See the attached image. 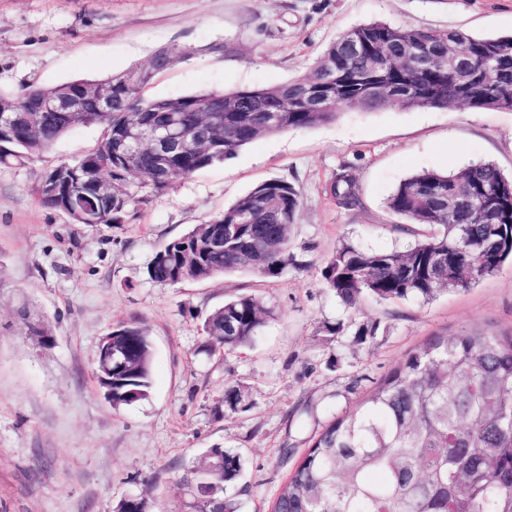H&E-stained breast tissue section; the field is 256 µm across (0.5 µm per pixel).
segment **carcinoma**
Returning a JSON list of instances; mask_svg holds the SVG:
<instances>
[{
  "instance_id": "1",
  "label": "carcinoma",
  "mask_w": 512,
  "mask_h": 512,
  "mask_svg": "<svg viewBox=\"0 0 512 512\" xmlns=\"http://www.w3.org/2000/svg\"><path fill=\"white\" fill-rule=\"evenodd\" d=\"M164 48L147 68L112 76V111L89 116L71 112H15L13 133L0 141V165H23L82 125L104 127L91 151L41 174L33 188L39 202L60 210L76 224V204L53 195L46 178L61 169L81 181L84 199L99 224H123L131 207L148 194L162 193L176 181L216 161L234 157L253 141L294 128L336 119L340 108L373 111L404 108L512 110V36L475 37L462 30L413 29L371 22L353 27L332 42L315 65L278 85L229 93H200L146 99L143 88L154 72L172 65ZM377 68V89L356 101L312 110L307 97L333 71L351 85ZM86 83L73 80L53 87L30 84L17 92L0 90V102L21 108L30 100L55 97ZM210 101L212 111L190 105ZM174 118L186 129L208 130L194 152L159 164L150 147L122 151L119 143L129 120ZM112 180V202L97 204L91 187ZM485 195L497 231L482 215L462 211L448 223V206L433 196H448L453 185ZM331 195L345 207L359 198L353 178L336 175ZM387 207L407 224L431 233L404 251H366L344 244L326 261L323 284L344 304L364 295L381 301L432 299L448 288L466 289L512 262V189L491 162L472 164L456 174L418 172L403 180ZM299 209L294 185L270 179L254 186L219 216L196 225L158 250L148 277L176 285L247 270L276 275L288 260L290 230ZM235 224L237 234L224 246H209L212 234ZM269 311L254 297L241 295L205 318L201 351L234 352L251 344ZM124 346L129 366L112 369V407L147 397L151 386L152 343L137 320L112 329ZM238 453L212 448L206 462L184 470L182 482L196 497L210 491L201 512H238L224 487L238 481ZM114 512H152L148 494L118 500ZM272 512H512V335L463 330L435 336L381 380L356 408L329 423L292 469Z\"/></svg>"
}]
</instances>
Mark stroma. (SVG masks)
<instances>
[{
  "mask_svg": "<svg viewBox=\"0 0 512 512\" xmlns=\"http://www.w3.org/2000/svg\"><path fill=\"white\" fill-rule=\"evenodd\" d=\"M373 21L510 36L512 0H0V90L104 79L149 66L174 44L185 57L156 73L145 97L282 84L344 31ZM103 134L81 126L33 161L0 166V512H113L131 491L147 492L154 512H184V470L215 447L242 459L226 491L239 512H271L323 428L410 351L465 329L512 334V263L427 302L366 296L353 309L321 278L341 244L402 250L422 234L386 206L413 173L490 161L512 178V111L345 110L254 141L150 195L123 224L71 223L32 187ZM344 170L360 199L349 209L327 193ZM274 178L300 196L279 274L149 279L160 247ZM236 295L255 296L271 318L250 346L200 353L205 317ZM24 308L42 317L52 346L31 336ZM133 317L152 341V386L146 400L116 410L97 382L98 346ZM339 322L345 331L330 334ZM373 323L375 336L358 343L355 330ZM229 385L242 391L240 408L216 413Z\"/></svg>",
  "mask_w": 512,
  "mask_h": 512,
  "instance_id": "1",
  "label": "stroma"
}]
</instances>
